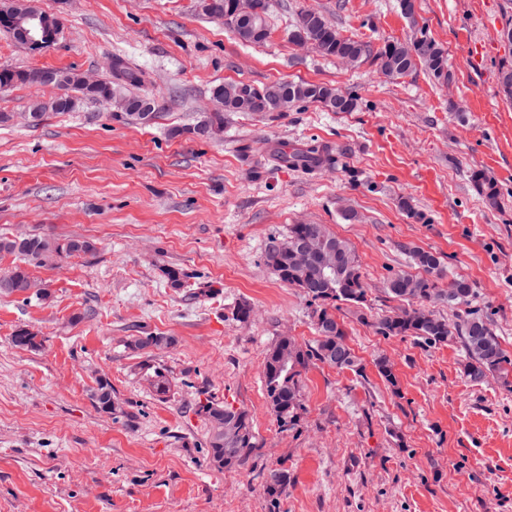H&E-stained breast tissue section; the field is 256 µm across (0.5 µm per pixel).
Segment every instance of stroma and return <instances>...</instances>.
Listing matches in <instances>:
<instances>
[{
  "instance_id": "35a3bbf8",
  "label": "stroma",
  "mask_w": 512,
  "mask_h": 512,
  "mask_svg": "<svg viewBox=\"0 0 512 512\" xmlns=\"http://www.w3.org/2000/svg\"><path fill=\"white\" fill-rule=\"evenodd\" d=\"M63 31L33 53L0 31V67L72 69L107 78L125 59L154 99L150 123L110 105L23 121L36 88L0 92V235L91 240L93 252L33 269L51 297L0 295V512H512V383L462 373L458 341L428 347L384 337L374 323L397 303L386 292L413 272L403 247L442 256L448 275L474 282L471 309L512 354V106L497 70L512 49L497 37L505 0H274L266 43L240 42L197 0H39ZM322 11L346 36L381 46L412 23L448 51L452 81L424 70L392 80L371 61L345 64L293 43L298 13ZM325 83L359 96L355 112L311 105L230 115L218 139L182 135L212 108L215 86L244 81ZM328 146L338 163L312 172L275 151ZM500 190L488 206L470 180ZM409 200L412 211L402 210ZM355 219H348V212ZM292 224H324L361 261L365 305L340 303L360 371L313 363L304 409L281 430L263 388L267 348L281 336L318 338L313 305L266 261ZM186 273L170 287L165 271ZM248 303V323L234 320ZM25 327L45 342L11 337ZM146 330L175 337L154 365L174 381L150 389L148 365L125 346ZM394 364L397 386L374 361ZM110 382L122 416L90 399ZM212 397L246 408L261 448L243 468L204 460L194 408ZM286 467L271 504L263 470ZM470 177L481 192L485 203L492 207L498 206L500 191L495 180L481 169L473 170Z\"/></svg>"
}]
</instances>
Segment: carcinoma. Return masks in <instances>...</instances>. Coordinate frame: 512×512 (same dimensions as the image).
I'll return each instance as SVG.
<instances>
[{
  "mask_svg": "<svg viewBox=\"0 0 512 512\" xmlns=\"http://www.w3.org/2000/svg\"><path fill=\"white\" fill-rule=\"evenodd\" d=\"M273 0H251V12L243 18L227 23L237 38L249 44H262L270 34L268 16ZM421 37L409 40H387L379 48L371 43L343 34L320 11L308 9L301 12L288 31L292 41L305 38L324 57L346 60L350 64L366 59L375 64L384 75L401 78L418 67H423L439 84L446 85L452 78L448 66V52L425 28L418 29ZM144 82V74L118 58L114 61L111 76L101 80L96 102L106 100L110 87L121 86L124 95L138 106L153 99L133 93L127 87H137ZM246 89L245 98L236 101L224 98V106L210 113V123L224 125V115L233 112H278L279 102L288 98L291 105L315 104L329 112H355L359 98L351 92H343L326 84L311 82L277 81L257 87L241 83ZM279 161L289 167L305 170L317 168L334 159L325 147H311L306 150L278 152ZM471 180L481 192L486 204L496 207L500 191L497 183L484 170L475 169ZM322 233L335 243L338 254L336 269L329 271L321 261L314 259L302 269L294 268L287 249L298 246ZM94 250L92 242L85 239L59 241L50 235H31L21 243L8 236H0V254L21 255L26 266H16L5 275H0V294L25 295L35 282L28 267H43L42 257L48 255L61 261ZM415 266L422 270L420 275L401 272L392 277L387 293L402 305L380 318L376 324L377 333L384 337H411L426 345L435 346L448 342L453 337L461 340L465 351L463 374L472 382H482L488 375L507 374L512 371V357L501 346L492 324L484 316L471 312L459 324H450L448 319L428 310L425 305L446 303L448 306L463 305L475 293L474 283L463 276L446 278L443 261L437 254L419 246H406ZM267 260L274 261L272 269L278 278L296 288L316 303L313 310L316 331L319 338L314 345L299 344L291 336L279 337L266 351L264 358V391L270 411L280 426L293 425L301 410L299 377L301 371L318 361L338 370L359 371L360 365L347 341L344 325L338 321L337 302L357 306L366 299L361 263L349 243L330 232L324 224H291L288 236L274 241L269 246ZM448 283H443V280ZM14 346L37 350L44 339L25 327L17 329L11 336ZM176 342L175 337L161 333L141 331L126 341V348L136 355L154 357ZM378 374L392 387L398 386L393 363L386 357L375 359ZM173 380L164 369L157 367L151 376V387L156 396H167ZM96 407L110 416L124 413L121 405L112 398V386L99 381L91 394ZM195 413L207 425L205 461L217 471L244 467L257 456L261 448L254 430L250 412L242 407L209 397L196 403ZM290 476L284 468H270L265 476V492L272 503L288 493Z\"/></svg>",
  "mask_w": 512,
  "mask_h": 512,
  "instance_id": "obj_1",
  "label": "carcinoma"
}]
</instances>
